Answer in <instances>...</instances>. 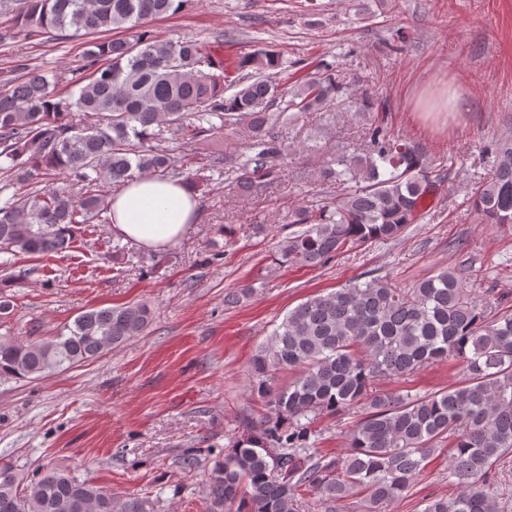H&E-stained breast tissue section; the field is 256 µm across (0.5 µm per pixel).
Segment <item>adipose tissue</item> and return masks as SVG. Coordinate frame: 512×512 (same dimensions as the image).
<instances>
[{
	"instance_id": "adipose-tissue-1",
	"label": "adipose tissue",
	"mask_w": 512,
	"mask_h": 512,
	"mask_svg": "<svg viewBox=\"0 0 512 512\" xmlns=\"http://www.w3.org/2000/svg\"><path fill=\"white\" fill-rule=\"evenodd\" d=\"M197 203L181 181L143 175L112 197V228L124 238L160 250L193 224Z\"/></svg>"
}]
</instances>
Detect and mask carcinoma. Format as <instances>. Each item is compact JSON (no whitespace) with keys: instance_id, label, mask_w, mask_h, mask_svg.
Returning a JSON list of instances; mask_svg holds the SVG:
<instances>
[{"instance_id":"cac0c4a2","label":"carcinoma","mask_w":512,"mask_h":512,"mask_svg":"<svg viewBox=\"0 0 512 512\" xmlns=\"http://www.w3.org/2000/svg\"><path fill=\"white\" fill-rule=\"evenodd\" d=\"M184 0H21L4 24L27 36L88 38L84 64L66 98L28 70L0 91V251L52 255L69 250L80 224H110L111 196L136 175L167 176L171 150L153 142L173 130L199 140L244 127L245 159L232 186L260 194L282 181L296 153L279 126L288 112H328L349 90L328 65L283 90L271 71L279 54L256 48L232 60L202 40L162 39L150 28ZM126 38H112L116 31ZM234 89L231 94L226 90ZM349 108L365 118L361 143L344 146L319 169L345 189L314 208L293 209L305 229L278 242L279 265L317 267L348 246L400 236L424 218L435 186L424 148L395 135L385 102L368 88ZM489 180L471 192L483 224H512V141L486 146ZM508 296L480 302L464 279L442 269L411 288L386 279L351 282L293 308L251 360V392L275 415L216 461L205 483L210 512H295L303 488L333 507L360 498L363 512H391L448 445L454 496L426 499L421 512H496V463L512 453V308ZM493 313H488L489 309ZM144 303L93 308L50 341L0 338V376L38 379L140 335ZM443 360L464 379L413 395L372 389ZM293 370L288 385L274 374ZM361 406L336 456L315 447L313 417ZM0 512H152L148 497L117 495L71 472L48 468L27 480L0 466Z\"/></svg>"}]
</instances>
